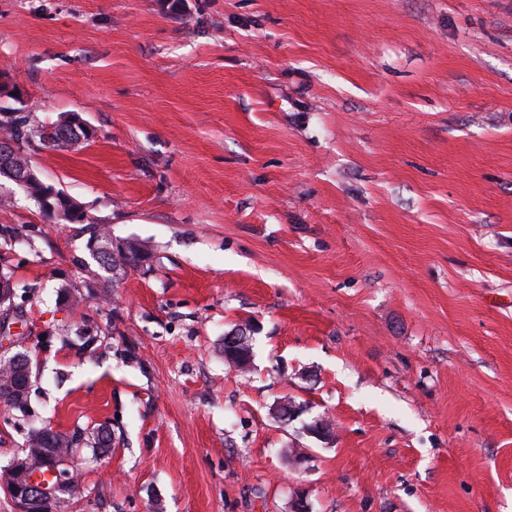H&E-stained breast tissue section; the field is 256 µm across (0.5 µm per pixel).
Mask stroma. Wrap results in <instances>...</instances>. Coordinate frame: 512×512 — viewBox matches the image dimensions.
<instances>
[{
    "mask_svg": "<svg viewBox=\"0 0 512 512\" xmlns=\"http://www.w3.org/2000/svg\"><path fill=\"white\" fill-rule=\"evenodd\" d=\"M0 80L93 130L30 154L83 221L0 179V468L103 425L61 512H512V0H0ZM250 338L246 328L237 329L224 338V358L239 369H246L251 362ZM18 361L0 357V403L25 417L29 409L32 360L20 354Z\"/></svg>",
    "mask_w": 512,
    "mask_h": 512,
    "instance_id": "obj_1",
    "label": "stroma"
}]
</instances>
